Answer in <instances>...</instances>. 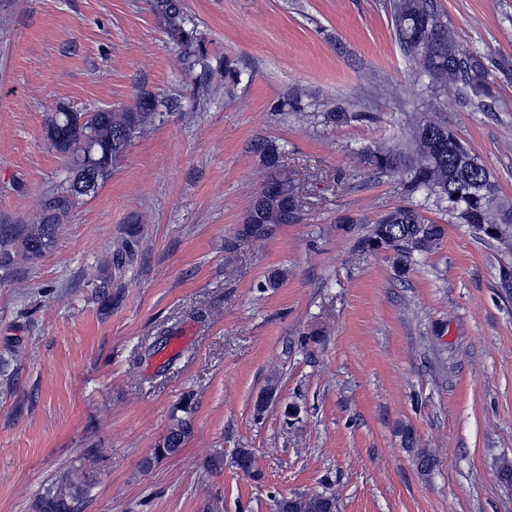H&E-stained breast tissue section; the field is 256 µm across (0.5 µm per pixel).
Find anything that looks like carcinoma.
<instances>
[{"label":"carcinoma","instance_id":"cac0c4a2","mask_svg":"<svg viewBox=\"0 0 512 512\" xmlns=\"http://www.w3.org/2000/svg\"><path fill=\"white\" fill-rule=\"evenodd\" d=\"M153 12L164 24L168 37L177 46L182 60L201 66L198 85L205 86L211 67L208 51L183 10L181 0H151ZM393 27L396 40L418 65V77L430 85L458 88L477 109L492 97V69L512 71V61L482 53H462L446 23L431 0H395ZM174 105L142 91L134 103L118 111L92 113L84 122L81 113L59 107L45 123V137L64 156L71 173L67 186L48 193L41 213L33 224L19 232L0 231V269L7 268L16 255L32 260L46 254L55 243L56 230L76 199L97 192L112 174L114 165L131 143ZM359 117L340 106L324 113L326 123L338 125ZM267 178L242 219V234L265 237L280 224H296L300 212L294 203L296 188L282 169L280 147L266 141L258 145ZM361 162L372 174L404 175L405 190L432 196L448 203L459 223L490 239H499L512 229V207L499 203V187L484 165L450 128L431 119L419 120L412 129L409 152L385 147L364 148ZM441 224L425 219L413 204L400 205L374 221L358 248L367 253L393 252L394 263L404 272L415 255L437 248L445 236ZM193 432L187 417L175 419L162 445L142 461L149 470L162 459L178 454ZM237 467L251 476L259 475L255 455L238 450ZM85 489L74 486L66 494H46L36 502L35 512H81ZM278 512H335L334 499L320 493L284 496Z\"/></svg>","mask_w":512,"mask_h":512}]
</instances>
